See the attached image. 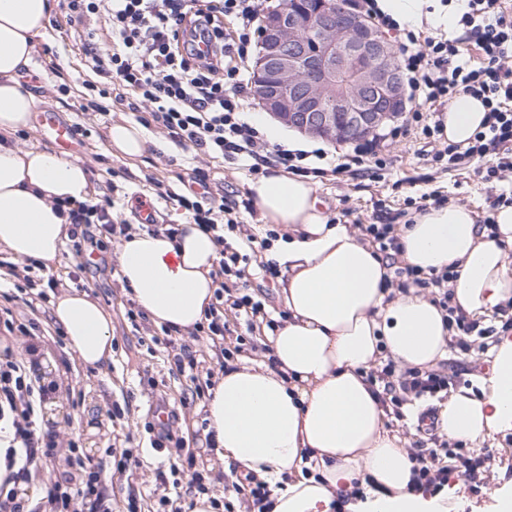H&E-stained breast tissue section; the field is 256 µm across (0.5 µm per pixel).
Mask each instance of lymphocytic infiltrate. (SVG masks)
<instances>
[{
	"label": "lymphocytic infiltrate",
	"instance_id": "obj_1",
	"mask_svg": "<svg viewBox=\"0 0 512 512\" xmlns=\"http://www.w3.org/2000/svg\"><path fill=\"white\" fill-rule=\"evenodd\" d=\"M447 28H434L423 35L414 24L399 23L384 13L378 0H362V11L379 27L399 33V62L412 105V120L425 137L441 131L439 114L457 95L480 99L486 119L468 145L448 144L444 150L448 169H468L492 158L481 177L505 181L512 173V9L506 0H457ZM59 14L83 54V66L91 78L88 91L105 80L131 94L128 108L139 121L165 133L177 147L197 158L245 160L250 173L266 166L280 167L301 176L321 177L332 173L383 168L385 158L376 152L377 140H369L345 152L322 149L306 151L269 146L263 133L243 110L250 85V72L243 67L256 46L261 0H59ZM232 19L236 37L226 40L224 21ZM473 47L479 63L467 58ZM149 185L156 197L176 202L206 232L212 233L221 259L215 273L214 303L205 314L209 358L197 357L181 345L168 363L173 374L198 381L208 362L224 367L244 353L243 336L234 348L224 345L232 324L248 331L264 326L275 329L277 320L266 311L264 299L252 293H232L228 283L242 279L267 238L245 221L255 215L252 200L224 201L217 196L209 175L192 167L180 188L158 180ZM116 198L103 203L73 204L69 209L70 249L78 256L83 272L99 270L89 256L100 249V234L118 239L128 236L129 224L114 213ZM367 240L386 260L394 274L388 287L398 292L409 288L430 290L433 302L444 312L453 334V351L484 352L495 338L494 327L483 326L452 304L448 288L457 276L454 268L426 274L401 264L402 244L394 224H364ZM370 382L383 389L382 403L400 413L416 401L447 398L454 377L447 364L418 368L383 361L368 373ZM48 395L33 366L11 347L0 349V512H112V490L102 478L104 469L125 472L133 461L129 449L110 452L106 462L84 457L75 442L60 444L55 431L42 428L40 413ZM419 439L411 442L412 490L435 493L457 476L472 491L489 487L502 463L491 448L464 454L447 438L435 432L434 409L422 411ZM70 452L71 472L46 480L40 495L27 486L44 475L60 448Z\"/></svg>",
	"mask_w": 512,
	"mask_h": 512
}]
</instances>
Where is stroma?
<instances>
[{"label":"stroma","mask_w":512,"mask_h":512,"mask_svg":"<svg viewBox=\"0 0 512 512\" xmlns=\"http://www.w3.org/2000/svg\"><path fill=\"white\" fill-rule=\"evenodd\" d=\"M87 75L81 56L72 41L61 40L56 22H49L47 34L39 42L33 66L22 73L20 83L37 98L38 109L58 113L64 122L82 124L85 134L75 147L74 155L84 165L98 172L93 187L98 198L109 194L110 185L124 188L125 209L138 211L142 201L153 202L157 221L161 224H183L188 220L183 209L174 202L155 198L146 184L147 177L164 182L175 181L186 166V155L167 142L159 129L148 128L152 141L146 153L136 159L112 155L107 150L111 124L133 120L126 102L110 96L102 101L110 116L107 122L79 120L77 113L84 93ZM447 139L412 135L388 143L384 150L387 161L379 175L358 172L339 177L316 178L317 193L329 217L336 221L376 224L381 212H389L395 223H404L407 214L415 211L421 194L432 191L449 200L467 205L477 218L490 213V205L500 193L495 182L481 179L473 170L450 171L444 162L435 159L437 150L447 146ZM78 260L62 252L61 263L54 273L60 283L88 293L112 314V359L99 368L82 364L69 345H56L46 339L15 336L14 352L35 360V369L44 383L65 380L77 382L84 393L81 404H73L65 393H51L42 407L44 424L59 433L62 441H76L92 462L106 459L107 447L114 437L131 435L138 441L139 461L125 473L112 477L116 497L113 508L121 512L123 501L130 494L141 496V512H155L157 502L149 498L155 486L158 467L167 465V452L151 448L146 431L154 422L157 404H165L172 415V430L184 437L186 446L201 456L211 472L213 497L224 495V463L214 449L208 448L200 427L206 417L204 401H186L184 393L190 386L188 378H175L169 373L165 352L150 353L141 336L126 316L129 297L120 281L104 273L91 276L77 269ZM125 397L131 411L124 419L110 421L107 411L115 399ZM488 446L501 456L503 470L490 490L479 493L465 491L457 479H450L447 489L448 512H499L502 492L512 493V432L488 439Z\"/></svg>","instance_id":"obj_1"}]
</instances>
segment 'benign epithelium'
I'll return each instance as SVG.
<instances>
[{"label": "benign epithelium", "instance_id": "7a95c632", "mask_svg": "<svg viewBox=\"0 0 512 512\" xmlns=\"http://www.w3.org/2000/svg\"><path fill=\"white\" fill-rule=\"evenodd\" d=\"M253 65L258 107L302 135L332 142L377 133L406 111L396 52L353 0H325L313 13L267 10Z\"/></svg>", "mask_w": 512, "mask_h": 512}]
</instances>
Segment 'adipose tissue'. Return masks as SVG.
Returning <instances> with one entry per match:
<instances>
[{
  "instance_id": "1",
  "label": "adipose tissue",
  "mask_w": 512,
  "mask_h": 512,
  "mask_svg": "<svg viewBox=\"0 0 512 512\" xmlns=\"http://www.w3.org/2000/svg\"><path fill=\"white\" fill-rule=\"evenodd\" d=\"M54 0H0V248L18 259L59 266L70 220L54 204L89 203L93 190L79 159L22 150L6 135L27 127L37 99L22 88L44 38ZM485 110L457 96L441 120L454 144H468ZM107 148L134 158L147 148L144 128L114 123ZM263 220L283 226L267 258L282 267L288 315L267 340L274 363H242L209 390L208 430L225 465L266 483L273 512H332L340 490L370 479V512H445L409 493L412 464L404 439L367 372L382 354L404 367H427L448 354L450 332L440 309L416 292L388 295V269L377 251L347 224L329 223L312 183L273 170L248 185ZM489 235L472 209L456 202L428 207L399 227L402 259L424 273L456 266L452 302L470 317L488 319L512 299V205L495 208ZM214 239L184 224L176 239L131 231L118 249L120 279L157 324L174 330L199 325L216 289ZM54 318L76 357L97 366L112 356V316L86 293L62 292ZM488 389L451 391L436 416L438 433L477 444L512 430V339L502 338Z\"/></svg>"
}]
</instances>
